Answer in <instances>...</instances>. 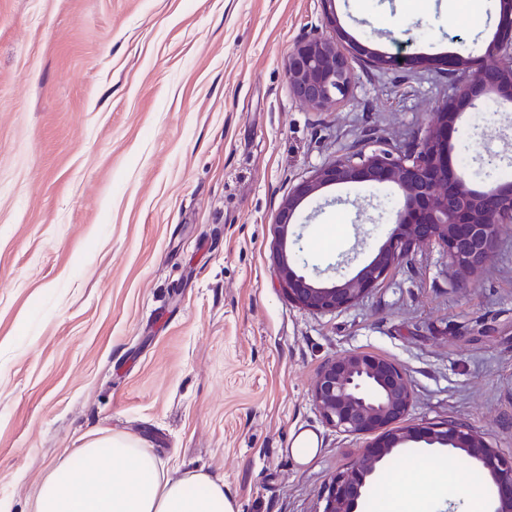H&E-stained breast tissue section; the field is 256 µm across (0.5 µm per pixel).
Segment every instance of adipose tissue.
<instances>
[{
    "mask_svg": "<svg viewBox=\"0 0 512 512\" xmlns=\"http://www.w3.org/2000/svg\"><path fill=\"white\" fill-rule=\"evenodd\" d=\"M431 493L402 502L374 495V512H429L435 496L465 493L470 512H485L486 494L464 476L432 468ZM30 512H236L224 481L205 472L172 477L140 443L121 436L88 438L69 460L52 465L30 501Z\"/></svg>",
    "mask_w": 512,
    "mask_h": 512,
    "instance_id": "ef3b65f1",
    "label": "adipose tissue"
}]
</instances>
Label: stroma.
Masks as SVG:
<instances>
[{
    "label": "stroma",
    "mask_w": 512,
    "mask_h": 512,
    "mask_svg": "<svg viewBox=\"0 0 512 512\" xmlns=\"http://www.w3.org/2000/svg\"><path fill=\"white\" fill-rule=\"evenodd\" d=\"M335 0L345 34L408 69L352 60L348 93L316 108L286 60L328 35L324 0H0V502L26 512L48 466L96 431L141 442L173 475L222 478L238 512H321L366 439L327 425L321 365L362 349L396 360L409 422L455 418L512 456V225L459 287L442 249L416 246L348 310L291 303L272 225L290 189L343 154L410 150L469 80L430 57L481 53L498 12L465 0ZM470 170L491 149L512 179V107L477 102ZM401 204L354 185L304 203L300 245L320 282L353 276ZM305 432V462L291 449ZM417 457L463 473L461 452L399 449L379 471L396 496Z\"/></svg>",
    "instance_id": "1"
}]
</instances>
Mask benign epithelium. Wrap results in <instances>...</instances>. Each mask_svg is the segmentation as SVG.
I'll use <instances>...</instances> for the list:
<instances>
[{
    "instance_id": "obj_1",
    "label": "benign epithelium",
    "mask_w": 512,
    "mask_h": 512,
    "mask_svg": "<svg viewBox=\"0 0 512 512\" xmlns=\"http://www.w3.org/2000/svg\"><path fill=\"white\" fill-rule=\"evenodd\" d=\"M324 2L328 5L326 27L335 36L300 41L288 53L286 74L298 100L323 107L345 95L353 80V57L382 68L424 62L401 45L383 54L352 38L341 46L343 34L334 0ZM433 62L448 70L464 69L471 80L454 101L433 113L412 151L397 156L386 149L341 155L294 185L282 201L273 224V263L283 291L296 306L319 314L351 307L392 269L408 262L420 241L437 242L457 273H472L491 254L498 229L512 223V180L475 189L464 158L453 157V138H471L457 126L463 109L481 98L494 103L512 99V31H497L479 56L454 54ZM339 185H356L372 194L395 187L402 205L395 211L386 240L367 264L350 278L319 284L305 273L308 262L298 247L300 236L290 241L288 235L298 226L304 201ZM312 396L326 424L372 437L352 466L331 479L322 512H358L367 480L388 455L410 442L458 449L480 462L496 486L494 512H512V457L498 455L478 431L455 419L404 424L412 406V390L396 361L365 350L341 354L320 367Z\"/></svg>"
}]
</instances>
